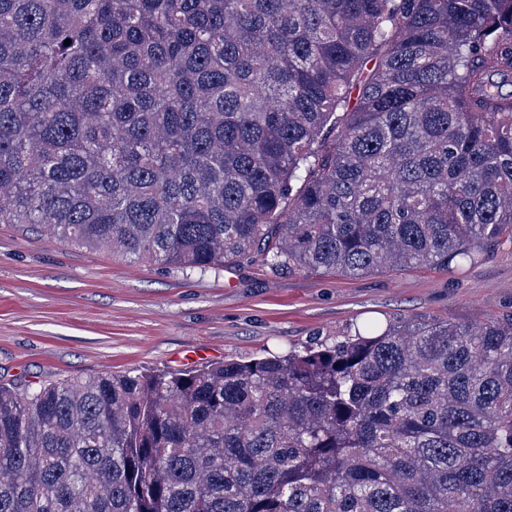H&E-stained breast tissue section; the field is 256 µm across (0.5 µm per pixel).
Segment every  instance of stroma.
Wrapping results in <instances>:
<instances>
[{
	"label": "stroma",
	"mask_w": 512,
	"mask_h": 512,
	"mask_svg": "<svg viewBox=\"0 0 512 512\" xmlns=\"http://www.w3.org/2000/svg\"><path fill=\"white\" fill-rule=\"evenodd\" d=\"M509 313L512 248L454 272L345 278L257 258L199 273L0 224V383L17 387L262 359L369 323L471 325Z\"/></svg>",
	"instance_id": "obj_1"
}]
</instances>
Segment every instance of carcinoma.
<instances>
[{
    "mask_svg": "<svg viewBox=\"0 0 512 512\" xmlns=\"http://www.w3.org/2000/svg\"><path fill=\"white\" fill-rule=\"evenodd\" d=\"M0 224L458 269L512 241V0H0ZM0 512H512V314L0 384Z\"/></svg>",
    "mask_w": 512,
    "mask_h": 512,
    "instance_id": "cac0c4a2",
    "label": "carcinoma"
}]
</instances>
